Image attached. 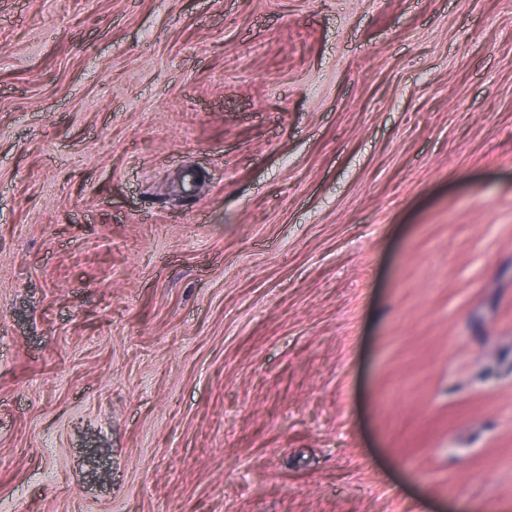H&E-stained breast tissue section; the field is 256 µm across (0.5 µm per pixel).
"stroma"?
Segmentation results:
<instances>
[{
  "label": "stroma",
  "instance_id": "obj_1",
  "mask_svg": "<svg viewBox=\"0 0 512 512\" xmlns=\"http://www.w3.org/2000/svg\"><path fill=\"white\" fill-rule=\"evenodd\" d=\"M512 512V0H0V501Z\"/></svg>",
  "mask_w": 512,
  "mask_h": 512
}]
</instances>
